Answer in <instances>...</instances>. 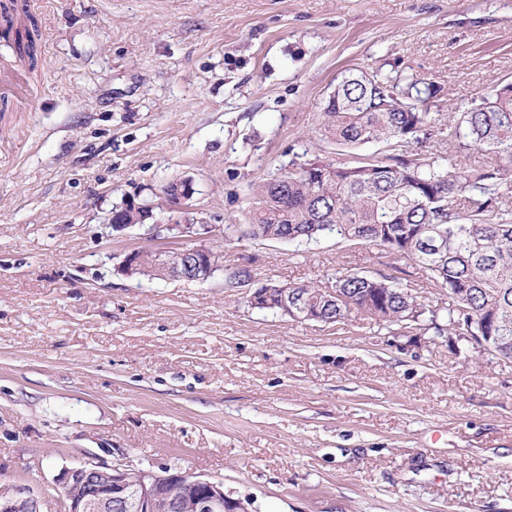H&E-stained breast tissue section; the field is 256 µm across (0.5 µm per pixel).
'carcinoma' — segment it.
I'll return each instance as SVG.
<instances>
[{
  "instance_id": "1",
  "label": "carcinoma",
  "mask_w": 512,
  "mask_h": 512,
  "mask_svg": "<svg viewBox=\"0 0 512 512\" xmlns=\"http://www.w3.org/2000/svg\"><path fill=\"white\" fill-rule=\"evenodd\" d=\"M0 28L15 32L16 56L35 67L40 32L34 18L0 4ZM439 88L420 80L344 73L324 108L323 136L339 145L384 143L399 152L386 163L357 165L308 159L260 186L249 211L251 236L288 243L316 241L330 233L344 242L373 244L422 268L428 283L448 289V306L419 304V319H406L417 302L386 276L336 272L333 287L351 305L329 308L323 288L302 284L305 298L325 323L362 313L381 328L434 335L489 336V352L512 360V84L476 98L465 112L448 113V146L455 153L408 155L429 135L431 113L418 108ZM411 105L406 112L396 101ZM475 144L492 151L494 165L474 168L461 156ZM443 251L435 250L438 241Z\"/></svg>"
}]
</instances>
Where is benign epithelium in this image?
<instances>
[{
  "label": "benign epithelium",
  "instance_id": "benign-epithelium-1",
  "mask_svg": "<svg viewBox=\"0 0 512 512\" xmlns=\"http://www.w3.org/2000/svg\"><path fill=\"white\" fill-rule=\"evenodd\" d=\"M174 194L168 196L171 216L166 224H155L153 229L187 233L194 224L182 223L188 210L186 201L192 197L189 181L173 183ZM209 249L203 246L179 248L157 252L153 255V273L167 280H206L213 275ZM118 271L128 277L141 274L142 259L132 252L118 266ZM249 303L256 308L278 307L291 318L299 321L318 319L306 299L288 287L270 297L263 286L249 290ZM63 490L64 512H154V505L165 484L182 486L184 495L193 503L194 512H248L247 505L224 492V484L199 477H189L167 469L160 471L136 468L105 467L96 464L64 468L57 476ZM0 512H41L40 501L23 491L1 492Z\"/></svg>",
  "mask_w": 512,
  "mask_h": 512
}]
</instances>
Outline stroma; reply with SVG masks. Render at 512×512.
I'll return each mask as SVG.
<instances>
[{
    "label": "stroma",
    "instance_id": "1",
    "mask_svg": "<svg viewBox=\"0 0 512 512\" xmlns=\"http://www.w3.org/2000/svg\"><path fill=\"white\" fill-rule=\"evenodd\" d=\"M29 110L0 111V490L63 512L62 468L168 467L251 512H512V361L393 335L360 314L298 322L246 302L263 284L386 275L446 302L382 247L242 236L292 162L354 164L383 144L322 136L350 68L434 83L445 116L512 83V0H45ZM189 180L214 252L204 282L129 278L113 206L167 217Z\"/></svg>",
    "mask_w": 512,
    "mask_h": 512
}]
</instances>
